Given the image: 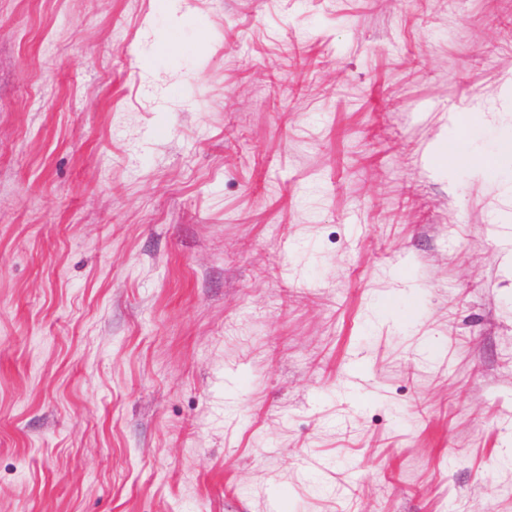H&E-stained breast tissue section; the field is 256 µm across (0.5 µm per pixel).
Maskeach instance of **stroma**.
<instances>
[{
    "mask_svg": "<svg viewBox=\"0 0 512 512\" xmlns=\"http://www.w3.org/2000/svg\"><path fill=\"white\" fill-rule=\"evenodd\" d=\"M509 80L512 0H0V512H512V172L429 157Z\"/></svg>",
    "mask_w": 512,
    "mask_h": 512,
    "instance_id": "1",
    "label": "stroma"
}]
</instances>
